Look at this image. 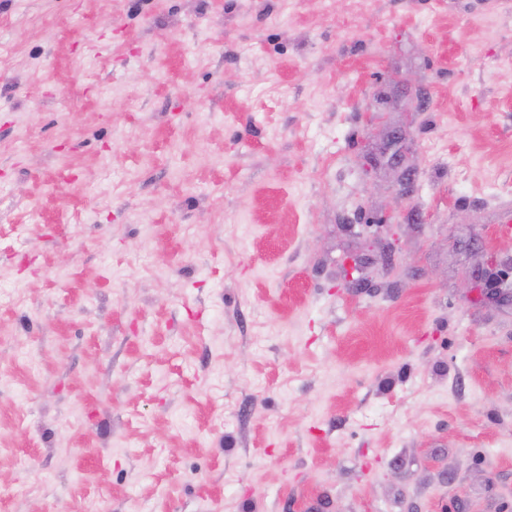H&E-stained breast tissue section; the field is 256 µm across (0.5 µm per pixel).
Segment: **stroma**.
Instances as JSON below:
<instances>
[{
    "mask_svg": "<svg viewBox=\"0 0 512 512\" xmlns=\"http://www.w3.org/2000/svg\"><path fill=\"white\" fill-rule=\"evenodd\" d=\"M496 59L512 0H0V512H512Z\"/></svg>",
    "mask_w": 512,
    "mask_h": 512,
    "instance_id": "stroma-1",
    "label": "stroma"
}]
</instances>
